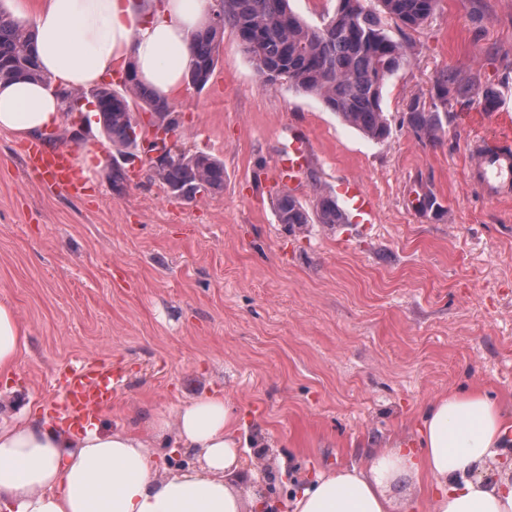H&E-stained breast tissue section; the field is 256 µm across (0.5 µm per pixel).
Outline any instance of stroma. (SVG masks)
<instances>
[{
	"label": "stroma",
	"mask_w": 512,
	"mask_h": 512,
	"mask_svg": "<svg viewBox=\"0 0 512 512\" xmlns=\"http://www.w3.org/2000/svg\"><path fill=\"white\" fill-rule=\"evenodd\" d=\"M385 28L410 49L383 87L381 142L315 95L265 86L225 29L205 87L170 100L183 147L224 163L223 192L196 202L140 165L114 191L101 135L78 145L102 153L84 195L60 194L0 132V298L28 333L0 391L52 415L57 375L92 357L121 368L100 421L135 432L224 393L264 441L241 449L245 468L282 496L411 433L437 395L479 388L511 403L512 185L489 195L475 168L482 150H512V0H437L419 28ZM445 72L497 101H454L441 142L423 143L406 112L432 104ZM298 134L314 157L287 187L273 169ZM351 179L374 223L278 224V192L309 206Z\"/></svg>",
	"instance_id": "35a3bbf8"
}]
</instances>
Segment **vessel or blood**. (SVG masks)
I'll return each mask as SVG.
<instances>
[{
  "mask_svg": "<svg viewBox=\"0 0 512 512\" xmlns=\"http://www.w3.org/2000/svg\"><path fill=\"white\" fill-rule=\"evenodd\" d=\"M311 156V147L307 137H295L288 149V160L279 164L275 177L279 181H290L303 171ZM28 169L45 176L52 186L61 192L74 196L80 194L83 185L75 175L73 151L66 146L49 148L42 139L28 142L25 153ZM485 183H493L512 176V157L501 156L496 163L479 160ZM340 194L345 205L354 213L355 218L369 224L374 220L375 204L365 192L360 181L344 183ZM116 375L111 367L85 359L69 366L63 375L62 395L59 408L66 419L78 424L89 416L106 409L116 394Z\"/></svg>",
  "mask_w": 512,
  "mask_h": 512,
  "instance_id": "vessel-or-blood-1",
  "label": "vessel or blood"
}]
</instances>
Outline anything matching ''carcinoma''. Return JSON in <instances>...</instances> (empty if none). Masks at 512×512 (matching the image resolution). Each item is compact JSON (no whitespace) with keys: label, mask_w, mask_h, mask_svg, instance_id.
Segmentation results:
<instances>
[{"label":"carcinoma","mask_w":512,"mask_h":512,"mask_svg":"<svg viewBox=\"0 0 512 512\" xmlns=\"http://www.w3.org/2000/svg\"><path fill=\"white\" fill-rule=\"evenodd\" d=\"M333 15L320 26H311L297 17L289 0H218V21L191 35L192 60L186 78L194 87L205 85L217 62L224 27L233 29L267 84L274 86L273 75L300 90L318 96L345 124L366 138L380 142L389 135L388 118L381 108L385 81L407 57V48L384 29L389 17L406 28L425 23L434 11L436 0H337ZM32 26L0 6V83L20 78L47 83L52 78L41 70ZM97 124L112 142L118 155H128L138 147L140 135L128 122L137 108L151 114L159 126L175 132L178 119L170 102L157 96L137 77L136 69L126 73L123 90L110 83L94 87ZM471 88L453 87L448 75L437 81L441 104L425 109L410 106L407 124L421 142L435 143L445 133L440 106ZM181 157L163 167L150 166L154 178L169 189L172 197L192 201L204 190L208 194L224 191V163L201 151L180 149ZM281 224L303 229L317 224H345L348 213L336 196L324 193L313 208L307 209L298 198L281 192L274 201Z\"/></svg>","instance_id":"cac0c4a2"}]
</instances>
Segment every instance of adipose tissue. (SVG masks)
I'll list each match as a JSON object with an SVG mask.
<instances>
[{"label": "adipose tissue", "mask_w": 512, "mask_h": 512, "mask_svg": "<svg viewBox=\"0 0 512 512\" xmlns=\"http://www.w3.org/2000/svg\"><path fill=\"white\" fill-rule=\"evenodd\" d=\"M31 12L42 69L76 88L101 83L134 63L162 97L180 88L192 58L189 34L207 0H16ZM65 114L43 84H0V131L45 135ZM27 332L0 299V374L10 375ZM15 404L0 393V512H253L260 491L245 474L228 398L214 393L152 419L145 433L105 429L93 420L74 431L49 419L5 423ZM512 408L481 389L451 391L423 410L414 433L375 450L365 465L318 475L290 500L292 512H410L413 486L428 476V512H512V481L485 468L507 451ZM197 450V467L160 470L154 442Z\"/></svg>", "instance_id": "obj_1"}]
</instances>
